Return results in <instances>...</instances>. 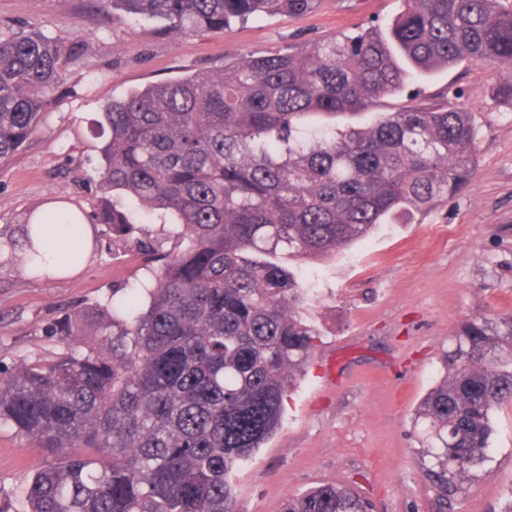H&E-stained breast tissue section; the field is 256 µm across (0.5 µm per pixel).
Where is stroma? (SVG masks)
Returning a JSON list of instances; mask_svg holds the SVG:
<instances>
[{"mask_svg": "<svg viewBox=\"0 0 512 512\" xmlns=\"http://www.w3.org/2000/svg\"><path fill=\"white\" fill-rule=\"evenodd\" d=\"M401 0H314L303 14L267 15L221 31L179 33L164 23L102 10L99 0H0V33L25 28L64 42L60 82L33 137L0 163V234L61 201L99 207L98 139L104 106L178 77L219 73L245 54L296 48L386 23ZM499 75L471 64L419 80V99L447 100L477 130L471 187L410 224H383L325 263L306 267L312 299L301 316L320 339L286 400L277 434L237 474L239 512H282L289 496L338 483L375 512H434L418 466L416 410L442 376L461 323L512 312V104ZM139 261L123 248L89 254L78 271L30 275L0 251V366L59 350L47 330L64 313L125 297ZM490 460L451 512H496L512 491V403L496 413ZM46 452L0 429V512L20 497Z\"/></svg>", "mask_w": 512, "mask_h": 512, "instance_id": "35a3bbf8", "label": "stroma"}]
</instances>
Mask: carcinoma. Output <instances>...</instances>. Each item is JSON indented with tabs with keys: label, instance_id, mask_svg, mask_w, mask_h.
Instances as JSON below:
<instances>
[{
	"label": "carcinoma",
	"instance_id": "cac0c4a2",
	"mask_svg": "<svg viewBox=\"0 0 512 512\" xmlns=\"http://www.w3.org/2000/svg\"><path fill=\"white\" fill-rule=\"evenodd\" d=\"M176 31L222 30L263 14H300L313 0H100ZM384 25L291 52L245 55L218 75L148 85L96 121L101 207L141 259L125 298L66 316L47 358L0 370V427L47 449L25 512H237L236 472L281 428L284 402L316 347L298 277L369 237L409 224L464 192L476 129L467 112L409 106L418 79L461 63L507 73L512 9L500 0H402ZM65 47L35 31L0 36V160L15 155L49 105ZM164 221L135 227L113 197ZM69 210L30 214L7 240L33 276ZM86 245L60 256L81 265ZM512 401V314L466 320L443 377L415 413L419 467L435 512L478 480L497 410ZM283 512H371L351 489L324 485Z\"/></svg>",
	"mask_w": 512,
	"mask_h": 512
}]
</instances>
